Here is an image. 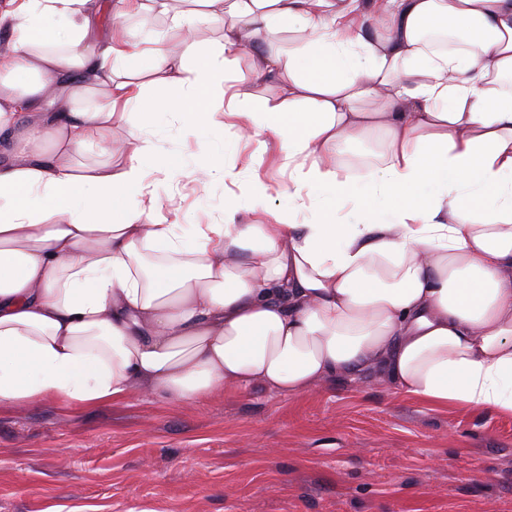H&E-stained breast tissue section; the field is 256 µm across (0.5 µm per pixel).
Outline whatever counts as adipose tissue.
I'll return each mask as SVG.
<instances>
[{
  "label": "adipose tissue",
  "mask_w": 512,
  "mask_h": 512,
  "mask_svg": "<svg viewBox=\"0 0 512 512\" xmlns=\"http://www.w3.org/2000/svg\"><path fill=\"white\" fill-rule=\"evenodd\" d=\"M200 2L0 0V404L289 398L375 371L435 406L511 416L512 0ZM287 31L302 41L267 48ZM143 74L213 143L185 171L239 186L223 223L156 220L166 106L141 122ZM250 81L278 89L257 98ZM265 134L292 189L243 224L267 188L257 157L226 156ZM370 138L362 176L341 146ZM90 146L100 162L79 167Z\"/></svg>",
  "instance_id": "obj_1"
}]
</instances>
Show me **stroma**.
Returning <instances> with one entry per match:
<instances>
[{
    "label": "stroma",
    "mask_w": 512,
    "mask_h": 512,
    "mask_svg": "<svg viewBox=\"0 0 512 512\" xmlns=\"http://www.w3.org/2000/svg\"><path fill=\"white\" fill-rule=\"evenodd\" d=\"M167 121L171 164L205 151L179 112ZM151 179L161 216L173 200L182 223H223L221 173ZM0 512H512V416L434 407L377 373L294 398L3 404Z\"/></svg>",
    "instance_id": "35a3bbf8"
}]
</instances>
